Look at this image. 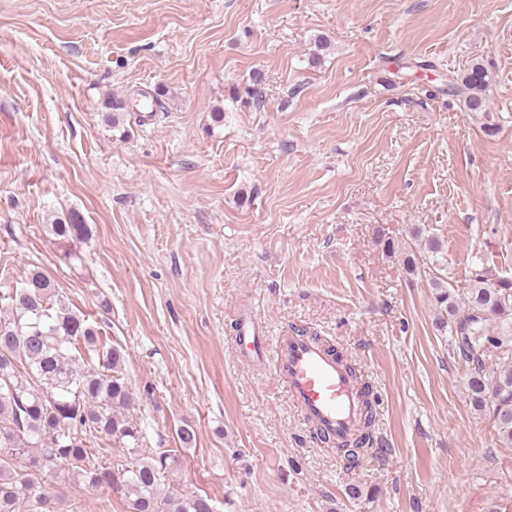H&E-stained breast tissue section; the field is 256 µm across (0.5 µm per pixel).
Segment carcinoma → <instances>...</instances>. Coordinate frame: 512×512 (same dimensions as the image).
<instances>
[{
	"label": "carcinoma",
	"mask_w": 512,
	"mask_h": 512,
	"mask_svg": "<svg viewBox=\"0 0 512 512\" xmlns=\"http://www.w3.org/2000/svg\"><path fill=\"white\" fill-rule=\"evenodd\" d=\"M489 72L476 61L455 93L471 112H485ZM106 121L120 125L123 102H103ZM51 232L67 246L64 255L77 257L71 243L90 237L91 229L77 211L57 219ZM417 251L404 261L412 275L429 276L439 312L438 324L454 338L459 356L468 364L467 400L471 408L496 424L501 443L512 447V279L475 266L463 294L445 276L442 241L418 227L412 232ZM10 313L0 318V512H55L53 495L37 471L56 465L75 470L96 490H124L130 512H215L212 499L198 494L159 496L161 479L175 463L167 451L138 457L140 436L127 418L132 393L124 380V351L103 342L98 326L70 309L56 293L53 280L41 270L29 271L12 289ZM95 358L96 368L80 366ZM374 406L364 400L361 428L336 444L348 464L373 445L369 428ZM126 440L136 457L127 466H112L107 449L94 444L106 437ZM27 457L23 469L11 463Z\"/></svg>",
	"instance_id": "1"
}]
</instances>
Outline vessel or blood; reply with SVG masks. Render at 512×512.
<instances>
[{"label": "vessel or blood", "mask_w": 512, "mask_h": 512, "mask_svg": "<svg viewBox=\"0 0 512 512\" xmlns=\"http://www.w3.org/2000/svg\"><path fill=\"white\" fill-rule=\"evenodd\" d=\"M237 323L242 358L255 364L272 363L290 401L316 433L340 442L356 431L363 417L361 386L322 343L293 334L271 346L250 313L241 314Z\"/></svg>", "instance_id": "1"}]
</instances>
